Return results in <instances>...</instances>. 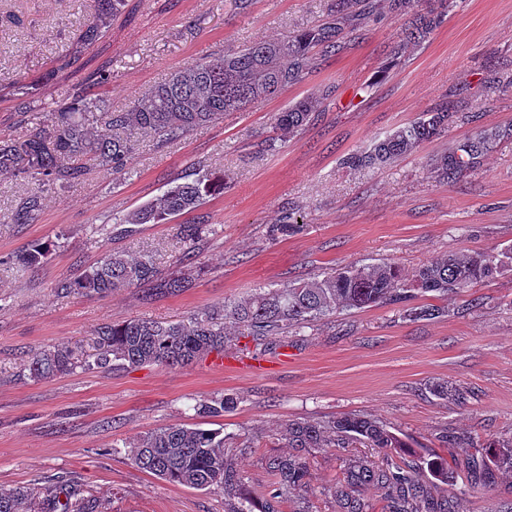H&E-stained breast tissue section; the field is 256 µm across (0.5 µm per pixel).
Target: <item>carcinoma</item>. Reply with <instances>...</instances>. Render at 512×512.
<instances>
[{
  "label": "carcinoma",
  "instance_id": "carcinoma-1",
  "mask_svg": "<svg viewBox=\"0 0 512 512\" xmlns=\"http://www.w3.org/2000/svg\"><path fill=\"white\" fill-rule=\"evenodd\" d=\"M454 0H426L420 8L415 0H389V10L407 17L401 37L393 49L400 58L441 24ZM126 0H100L98 12L87 25L82 39L93 41L101 30L119 16ZM366 0H331L327 21L299 31L287 40H264L245 49L210 60L187 63L168 79L138 97L126 110L114 111L103 98L77 92L70 102L46 109L39 102L34 84L16 88L20 116L42 115L40 126L26 138L0 141V174L33 182L37 188L21 198L11 212L14 224L32 223L42 208L43 194L79 180L86 171L82 162L91 161L114 175L124 173L136 148L138 135L150 133L165 142L202 130L226 112L242 110L259 97H271L304 81L316 68L313 49L324 54L340 48L338 36L355 29L369 14ZM329 94L297 100L275 116L279 137L286 140L306 125ZM454 113L448 106L424 113L418 120L401 126L370 149L344 160L349 167L387 164L410 154L423 143L448 130ZM493 134H482L464 146L466 153L490 149ZM463 167L462 157L446 155L436 163L441 175L451 179ZM224 191V176L206 169L192 180L173 182L160 195L129 212L122 224H166L171 219L197 210L209 196ZM55 247L54 242H34L16 260L35 270ZM512 251L449 254L416 269L413 288H408L400 269L392 263L333 268L307 280L281 288H259L250 297L221 307L199 310L185 320L157 322L132 320L105 323L94 338L92 359L82 361L64 346H53L35 354L28 366L37 379L66 375L77 368L93 370L114 363L129 368L159 364L183 367L210 353H224L228 336L249 338L255 343L288 330L306 327L340 309H365L381 303H405L414 291L444 296L460 292L473 283L490 281L508 270ZM151 284L159 292H176L191 287V274H163L148 255L129 256L112 252L96 266L85 270L59 288L85 295H107L122 288ZM448 310L435 304L404 309L411 320H433ZM231 322L234 332L227 331ZM237 405L235 398L201 399L193 409L221 416ZM290 451L265 458L273 477L270 489L255 497L226 447L237 435L222 429L171 425L140 437L131 446L130 459L139 468L162 479L193 489H224V512H282L281 505L309 485L308 459L316 448H347L359 442L388 455L399 454L407 444L383 424L365 417L347 415L331 420L292 421L280 432ZM485 452L448 460L421 455L410 461H388L377 465L366 458L348 461L343 479L331 490L336 512H373L363 489L373 486L383 493L384 512H461L457 494L437 497L422 478L426 469L434 480L455 486L465 474L471 487H487L496 472L512 471V441L471 443ZM98 512L96 500L81 490L61 485L51 495L33 494L26 488L0 491V512Z\"/></svg>",
  "mask_w": 512,
  "mask_h": 512
}]
</instances>
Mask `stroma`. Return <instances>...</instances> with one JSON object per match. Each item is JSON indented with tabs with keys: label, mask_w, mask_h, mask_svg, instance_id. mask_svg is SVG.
Returning a JSON list of instances; mask_svg holds the SVG:
<instances>
[{
	"label": "stroma",
	"mask_w": 512,
	"mask_h": 512,
	"mask_svg": "<svg viewBox=\"0 0 512 512\" xmlns=\"http://www.w3.org/2000/svg\"><path fill=\"white\" fill-rule=\"evenodd\" d=\"M370 2L358 35L343 32L342 50L320 58L302 83L171 143L140 136L125 176L88 168L46 194L33 223L10 221L28 183L0 175V490L44 492L69 481L102 512H224L223 489L177 485L130 460L141 435L175 424L245 435L251 447L236 463L256 492L272 481L263 460L280 453L276 435L291 421L366 416L444 458V431L512 440V271L449 295L447 316L435 320L410 321L401 306L380 304L337 312L261 355L254 342L235 338L224 355L183 368L29 374L32 356L54 345L92 354L106 322L184 320L338 266L392 262L408 277L452 252L512 248V0H462L396 64L391 50L405 20L387 0ZM330 3L251 0L241 11L234 0H128L98 41L80 46L91 0H0V139L30 130L16 84L50 72L43 102L62 104L89 86L125 110L178 67L288 38L321 23ZM101 70L111 71V82L93 85ZM326 88L332 94L309 123L267 149L275 113ZM443 103L456 117L441 136L385 165H345L349 154ZM491 131L499 134L493 148L454 182L437 176L436 158ZM202 166L223 171V193L166 224L119 223ZM287 214L303 231L271 237ZM198 222L202 237L186 245L180 225ZM48 239L60 245L38 270L13 264L31 242ZM113 251L149 254L164 273L196 271L195 285L175 295L146 285L105 297L59 289ZM257 359L266 375L247 371ZM437 385L467 390L466 403L435 396ZM225 395L236 398L234 410L195 412L198 400ZM353 455L383 459L360 445L313 451L312 512H336L330 491ZM511 502L512 473L501 471L462 509L498 512Z\"/></svg>",
	"instance_id": "obj_1"
}]
</instances>
